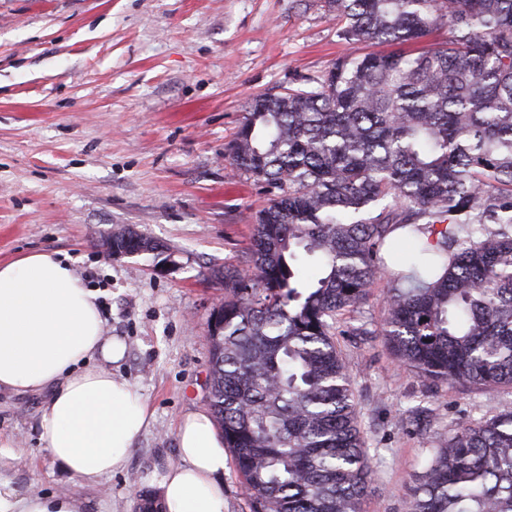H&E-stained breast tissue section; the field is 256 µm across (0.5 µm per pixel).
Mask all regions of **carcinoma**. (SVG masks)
<instances>
[{"instance_id": "carcinoma-1", "label": "carcinoma", "mask_w": 512, "mask_h": 512, "mask_svg": "<svg viewBox=\"0 0 512 512\" xmlns=\"http://www.w3.org/2000/svg\"><path fill=\"white\" fill-rule=\"evenodd\" d=\"M325 2L345 41L395 50L253 98L225 153L271 195L242 264L217 271L209 371L254 512H362L370 470L334 336L383 274L380 335L402 366L512 386V0ZM445 25L446 46L414 51ZM407 512H512V412L434 449Z\"/></svg>"}]
</instances>
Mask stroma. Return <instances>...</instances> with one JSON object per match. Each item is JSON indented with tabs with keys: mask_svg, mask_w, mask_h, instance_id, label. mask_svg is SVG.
Segmentation results:
<instances>
[{
	"mask_svg": "<svg viewBox=\"0 0 512 512\" xmlns=\"http://www.w3.org/2000/svg\"><path fill=\"white\" fill-rule=\"evenodd\" d=\"M324 0H0V263L35 252L70 257L98 290L106 335L126 355L114 375L153 412L126 467L89 487L38 443L40 394H0V436L19 461L0 475L24 491L68 492L86 512H138L178 460L177 429L208 408L218 269L238 264L260 184L224 157L250 100L306 87L345 55ZM126 225L166 245L159 256L104 258ZM386 279L345 313L335 342L371 475L363 512H405L423 463L465 422L512 412V387L430 383L394 359L379 333Z\"/></svg>",
	"mask_w": 512,
	"mask_h": 512,
	"instance_id": "35a3bbf8",
	"label": "stroma"
}]
</instances>
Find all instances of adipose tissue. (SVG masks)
<instances>
[{
	"label": "adipose tissue",
	"mask_w": 512,
	"mask_h": 512,
	"mask_svg": "<svg viewBox=\"0 0 512 512\" xmlns=\"http://www.w3.org/2000/svg\"><path fill=\"white\" fill-rule=\"evenodd\" d=\"M124 345L106 336L95 293L71 261L31 253L0 264V392H47L38 441L82 484L126 466L152 411L110 365ZM178 462L160 483L166 512H224V441L211 415L186 413ZM0 512H84L70 494L40 495L0 478Z\"/></svg>",
	"instance_id": "obj_1"
}]
</instances>
